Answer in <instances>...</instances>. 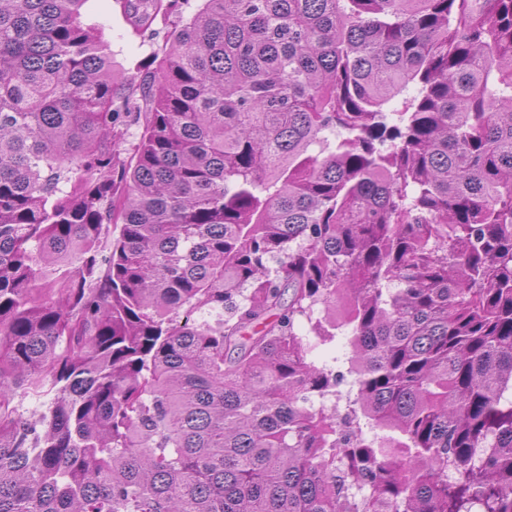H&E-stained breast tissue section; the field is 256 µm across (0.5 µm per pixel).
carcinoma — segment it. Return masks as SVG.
<instances>
[{"mask_svg":"<svg viewBox=\"0 0 512 512\" xmlns=\"http://www.w3.org/2000/svg\"><path fill=\"white\" fill-rule=\"evenodd\" d=\"M87 2L0 0V512H512V0H202L137 84ZM338 332L336 340L320 344L315 351L314 358L318 364H327L330 366H336L334 358H342L348 353L349 348L346 343V339L341 332Z\"/></svg>","mask_w":512,"mask_h":512,"instance_id":"carcinoma-1","label":"carcinoma"}]
</instances>
